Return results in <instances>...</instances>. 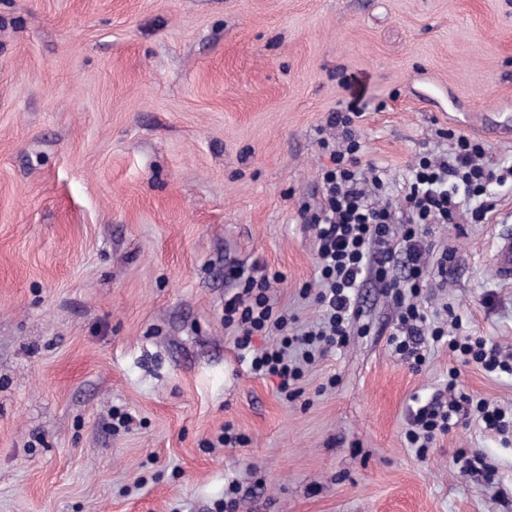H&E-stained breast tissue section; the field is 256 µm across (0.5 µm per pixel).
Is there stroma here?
<instances>
[{
  "label": "stroma",
  "mask_w": 512,
  "mask_h": 512,
  "mask_svg": "<svg viewBox=\"0 0 512 512\" xmlns=\"http://www.w3.org/2000/svg\"><path fill=\"white\" fill-rule=\"evenodd\" d=\"M356 82L384 201L450 156L441 129L512 168V0H0V512H216L232 483L238 512H512V431L473 420L424 459L405 439L449 369L509 409L512 375L432 342L411 367L374 278L293 401L224 323L255 262L276 309L319 322L299 210ZM485 199L484 223L430 225L431 261L455 256L422 303L506 356L512 185ZM494 271L498 280L512 281V237L503 238L494 254Z\"/></svg>",
  "instance_id": "stroma-1"
}]
</instances>
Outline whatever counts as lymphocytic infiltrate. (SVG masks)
I'll list each match as a JSON object with an SVG mask.
<instances>
[{
  "mask_svg": "<svg viewBox=\"0 0 512 512\" xmlns=\"http://www.w3.org/2000/svg\"><path fill=\"white\" fill-rule=\"evenodd\" d=\"M360 150V142L351 138L344 149L330 151L319 174L323 200L317 208L301 211L315 233L319 286L315 300L323 310L320 323L289 331L287 316L273 311L271 276L266 267L256 264L250 271L237 273L241 290L225 300L224 321L237 324L240 334L236 346L251 352L252 371L278 377L280 392L286 398H296V384L304 366L347 342L357 316L352 295L368 274L374 275L398 310L391 344L402 359L422 364V344L429 339L446 343L453 355L486 371L512 370V364L501 360L499 351L487 348L481 338L452 336L443 326L429 321L420 303L423 288L433 278L424 260L426 225L455 223L465 201L486 195L491 184L505 180L487 162L485 146L461 135L448 159L420 158L395 206L379 202L384 182L376 167L362 169ZM400 252L410 264L404 281L390 275ZM271 332L278 333V342L253 350V336ZM458 411L455 399L417 409L406 440L416 448L419 458L427 457L438 435L458 426Z\"/></svg>",
  "mask_w": 512,
  "mask_h": 512,
  "instance_id": "f902f5d3",
  "label": "lymphocytic infiltrate"
}]
</instances>
